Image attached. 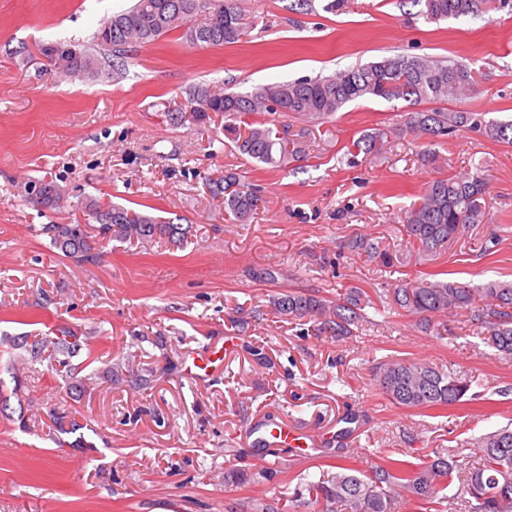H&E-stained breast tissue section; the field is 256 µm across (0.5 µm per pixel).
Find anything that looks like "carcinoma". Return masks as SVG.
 <instances>
[{"mask_svg": "<svg viewBox=\"0 0 512 512\" xmlns=\"http://www.w3.org/2000/svg\"><path fill=\"white\" fill-rule=\"evenodd\" d=\"M488 4L489 0H425L422 17L435 22L474 15L486 11ZM176 29L183 30L186 42L210 47L235 44L248 33L237 0H135L130 9L104 19L94 38L97 45L119 52L131 44H150ZM99 66L98 56L87 49H74L53 64L65 78L93 77ZM474 84V71L463 62L398 54L331 76L270 83L247 93L199 86L167 115L177 123L199 125L221 116L224 131L233 135L241 154L275 168L305 156L309 145L301 136L286 137L266 116L292 114L309 123L323 124L346 104L363 99H402L413 106L430 104L428 109L409 113L397 131L427 139L431 145L464 130L512 145V121L491 119L484 112L447 108L462 101ZM381 136L380 132L364 135L353 147L369 155ZM204 185L218 209L234 223H247L262 203L261 190L240 183L236 172L207 175ZM487 188V178L479 169L435 179L425 188L404 218L406 235L417 246L420 259L436 256L473 225L488 223ZM28 195L38 205L58 209L66 189L52 179H42L29 184ZM84 212L97 223L96 236L103 241L158 239L179 248L187 240L182 225L167 223L142 210L89 198L84 202ZM42 231L68 258L92 262L98 257L88 223L47 224ZM348 248L366 254L383 267L393 266L392 255L364 237L350 240ZM368 304L360 288H352L336 299L319 290H293L270 299V306L280 318L310 325L315 336L336 338L359 333L367 321L364 309ZM390 305L400 314L418 318L420 327L436 336L442 335L439 317L464 313L480 328L477 335L496 355L512 359V282L490 281L473 288L426 273L413 280H398ZM12 345L28 349L34 362L48 357L51 370L64 378L68 394L83 388V382L74 377L72 364L82 344L70 330L50 329L41 336H21ZM373 379L392 404L403 408L445 410L462 402L472 386L467 378L410 359L379 364ZM13 382L9 390L0 379L1 418H10V398L23 392L21 380L15 377ZM474 451L478 459L469 465L460 462V452L450 449L420 463L386 453L368 471L355 468L351 455L338 451L336 472L327 479L308 481L306 489L312 494L310 501L318 507L317 512H391L395 502L402 499L433 504L435 512H449L452 501L444 491L455 484L469 512H512V426L480 435Z\"/></svg>", "mask_w": 512, "mask_h": 512, "instance_id": "1", "label": "carcinoma"}]
</instances>
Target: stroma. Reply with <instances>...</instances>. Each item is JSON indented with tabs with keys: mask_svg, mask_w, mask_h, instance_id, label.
Returning a JSON list of instances; mask_svg holds the SVG:
<instances>
[{
	"mask_svg": "<svg viewBox=\"0 0 512 512\" xmlns=\"http://www.w3.org/2000/svg\"><path fill=\"white\" fill-rule=\"evenodd\" d=\"M326 2L239 0L253 24L241 43L191 47L176 30L128 52L124 76L104 50L96 77L66 80L39 45L92 47L99 21L134 0H0V378L26 383L10 404L23 417L0 418V512H313L303 489L331 474L337 448L367 470L385 449L423 459L512 423V360L462 317L439 340L389 305L397 279L424 272L474 287L512 281V146L460 132L428 163L423 141L393 132L408 102L360 100L322 125L276 116L311 144L283 169L242 156L223 119L204 127L166 115L198 85L244 93L406 54L469 64L477 84L461 109L512 119L511 9L428 22L418 0H340L333 12ZM378 130L379 153L350 158L353 140ZM479 165L488 223L419 260L405 210L428 182ZM227 169L262 189L248 223L216 215L203 184ZM43 178L65 186V207L28 201V184ZM88 196L190 226L188 244L113 241L93 262L65 258L40 229L83 223ZM356 236L399 254L396 268L350 255ZM350 288L373 302L351 339L300 335L267 306L291 289ZM52 326L88 337L96 357L74 401L61 376L9 345ZM228 336L235 347L192 381L188 354L211 356ZM392 357L464 373L476 397L444 411L393 405L372 376ZM131 370L147 384L129 387ZM50 402L81 424L87 447H59ZM285 423L297 441L266 445Z\"/></svg>",
	"mask_w": 512,
	"mask_h": 512,
	"instance_id": "stroma-1",
	"label": "stroma"
}]
</instances>
